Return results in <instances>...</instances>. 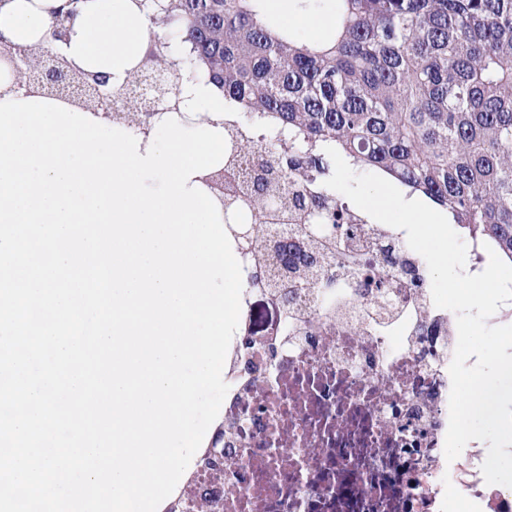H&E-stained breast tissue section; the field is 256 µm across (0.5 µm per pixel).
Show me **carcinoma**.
<instances>
[{"instance_id": "1", "label": "carcinoma", "mask_w": 512, "mask_h": 512, "mask_svg": "<svg viewBox=\"0 0 512 512\" xmlns=\"http://www.w3.org/2000/svg\"><path fill=\"white\" fill-rule=\"evenodd\" d=\"M138 2L152 33L130 81L151 64L164 68L169 101L185 75L202 76L248 117L251 133L232 128L224 170L249 157L260 172L232 184L224 214L253 211L252 223L234 229L249 239L250 278L283 303L294 301L295 283L265 271L276 251L288 266V251L267 247L265 226L305 225L306 261L296 269L305 285L334 288L314 259L336 265V247L357 223L324 185L334 170L327 147L447 210L512 264V0H337L336 27L316 44L276 31L257 0ZM52 54L42 44L15 52L49 92L86 80L61 63L46 74ZM111 116L139 132L151 121L144 107L122 103ZM375 266L376 280L343 266L362 297L389 271L408 272L392 250Z\"/></svg>"}]
</instances>
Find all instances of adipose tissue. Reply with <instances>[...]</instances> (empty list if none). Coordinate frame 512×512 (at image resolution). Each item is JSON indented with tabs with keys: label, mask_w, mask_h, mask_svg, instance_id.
Wrapping results in <instances>:
<instances>
[{
	"label": "adipose tissue",
	"mask_w": 512,
	"mask_h": 512,
	"mask_svg": "<svg viewBox=\"0 0 512 512\" xmlns=\"http://www.w3.org/2000/svg\"><path fill=\"white\" fill-rule=\"evenodd\" d=\"M65 0H7L0 6V39L7 45L43 43L53 13ZM66 35L53 45L68 65L88 74L124 82L150 37V23L134 0H83L78 15L66 22Z\"/></svg>",
	"instance_id": "1"
}]
</instances>
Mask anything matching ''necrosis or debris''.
Wrapping results in <instances>:
<instances>
[{
    "label": "necrosis or debris",
    "instance_id": "1",
    "mask_svg": "<svg viewBox=\"0 0 512 512\" xmlns=\"http://www.w3.org/2000/svg\"><path fill=\"white\" fill-rule=\"evenodd\" d=\"M244 288L224 380L221 466L210 448L195 463L184 512L207 500L214 512H448L450 491L469 512H512V489L488 485L487 444L447 461L450 351L456 316L436 309L430 281L381 288L401 308L386 321L350 288L317 297L298 291V311L253 327ZM435 313L439 334L425 342L415 318Z\"/></svg>",
    "mask_w": 512,
    "mask_h": 512
}]
</instances>
